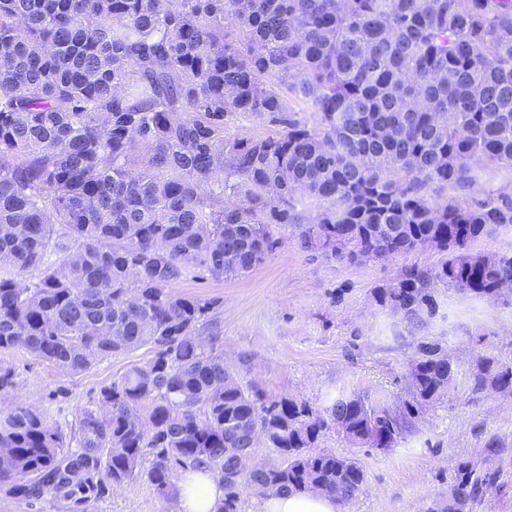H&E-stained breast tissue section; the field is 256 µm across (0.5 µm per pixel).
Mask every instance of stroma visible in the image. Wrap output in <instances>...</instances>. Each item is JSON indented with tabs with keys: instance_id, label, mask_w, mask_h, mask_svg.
Masks as SVG:
<instances>
[{
	"instance_id": "1",
	"label": "stroma",
	"mask_w": 512,
	"mask_h": 512,
	"mask_svg": "<svg viewBox=\"0 0 512 512\" xmlns=\"http://www.w3.org/2000/svg\"><path fill=\"white\" fill-rule=\"evenodd\" d=\"M280 234L282 246L245 276L216 281L191 267L173 287L175 293L215 302L212 327L222 336L225 364L242 384L320 409L342 394L393 409L408 396L406 375L419 342L439 341L454 369L447 393L392 447L360 448L333 431L320 438L318 450L358 459L364 469V484L348 512H428L447 500L463 462L493 475L463 512H512V391L472 388L478 359L512 357V298L493 301L444 289L438 315L411 323L381 308L374 290L393 282L404 265L437 264L438 253L424 248L385 263L350 265L302 250L292 227H282ZM150 356L145 346L71 374L22 350L1 351L0 362L14 369L17 388L0 398V410L29 403L49 423L70 430L81 410L94 406L101 387ZM491 441L500 447L497 454L485 451ZM167 508L143 478L106 487L84 502L0 493V512Z\"/></svg>"
}]
</instances>
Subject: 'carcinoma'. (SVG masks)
I'll list each match as a JSON object with an SVG mask.
<instances>
[{
  "label": "carcinoma",
  "mask_w": 512,
  "mask_h": 512,
  "mask_svg": "<svg viewBox=\"0 0 512 512\" xmlns=\"http://www.w3.org/2000/svg\"><path fill=\"white\" fill-rule=\"evenodd\" d=\"M243 121L272 131L229 132ZM489 168L512 170V0H0V264L17 272L0 277V351L79 373L152 346L68 434L31 404L1 411L0 491L86 498L94 473L144 474L172 502L179 467L221 474L216 512H240L244 488L353 499L363 469L319 439L390 447L451 383L440 343L418 344L396 411L359 395L319 411L242 385L199 333L215 303L170 287L190 266L248 274L290 225L349 264L432 246L436 265L374 291L410 322L438 314L440 288L493 298L512 253L470 244L512 227V192L473 196ZM488 384L512 390V358L479 360ZM15 386L0 363V396ZM488 482L460 464L429 512Z\"/></svg>",
  "instance_id": "obj_1"
}]
</instances>
